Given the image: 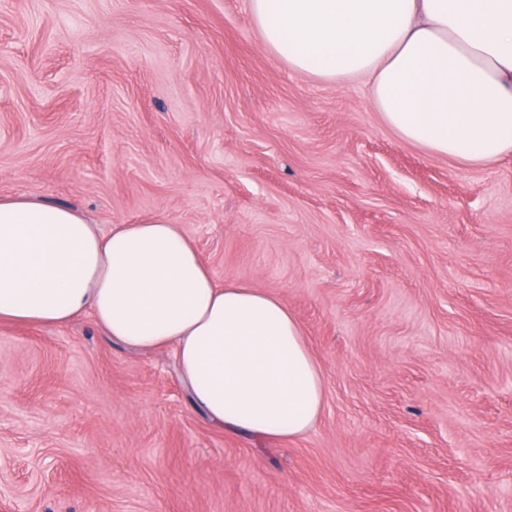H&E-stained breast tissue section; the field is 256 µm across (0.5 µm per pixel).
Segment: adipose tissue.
<instances>
[{"instance_id": "obj_1", "label": "adipose tissue", "mask_w": 512, "mask_h": 512, "mask_svg": "<svg viewBox=\"0 0 512 512\" xmlns=\"http://www.w3.org/2000/svg\"><path fill=\"white\" fill-rule=\"evenodd\" d=\"M264 47L339 85L367 80L402 139L463 165L512 154V0H249ZM92 314L113 342L174 346L213 425L295 439L325 409L324 374L276 296L217 283L161 216L109 232L34 194L0 196V322Z\"/></svg>"}]
</instances>
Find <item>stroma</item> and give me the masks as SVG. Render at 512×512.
<instances>
[{
    "instance_id": "obj_1",
    "label": "stroma",
    "mask_w": 512,
    "mask_h": 512,
    "mask_svg": "<svg viewBox=\"0 0 512 512\" xmlns=\"http://www.w3.org/2000/svg\"><path fill=\"white\" fill-rule=\"evenodd\" d=\"M178 224L279 297L327 389L293 440L195 410L171 348L0 326V512H512V156L401 139L248 0H0V195Z\"/></svg>"
}]
</instances>
